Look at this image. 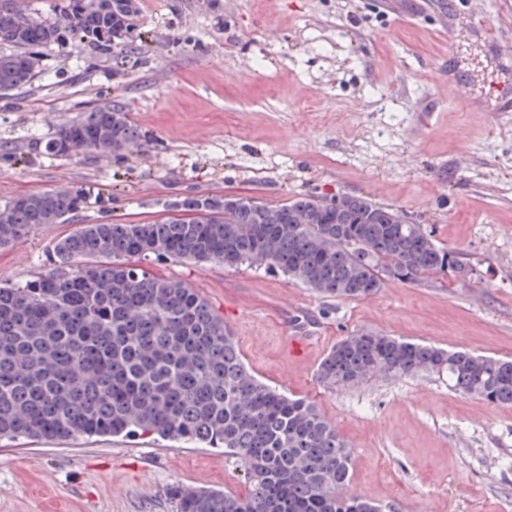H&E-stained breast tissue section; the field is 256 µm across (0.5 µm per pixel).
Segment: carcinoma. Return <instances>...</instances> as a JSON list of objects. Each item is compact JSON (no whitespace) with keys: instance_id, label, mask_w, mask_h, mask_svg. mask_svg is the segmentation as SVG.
Instances as JSON below:
<instances>
[{"instance_id":"cac0c4a2","label":"carcinoma","mask_w":512,"mask_h":512,"mask_svg":"<svg viewBox=\"0 0 512 512\" xmlns=\"http://www.w3.org/2000/svg\"><path fill=\"white\" fill-rule=\"evenodd\" d=\"M62 0L34 15L0 0V92L41 71L40 49L77 40L92 58L141 54L138 0ZM150 144L116 101L90 106L33 150L119 159ZM83 188L28 193L0 205V248L45 224H70ZM247 196L176 195L148 222L81 224L52 246L54 268L0 285V439L60 442L151 435L222 448L242 468L244 497L206 488L170 490L173 512H385L348 492L351 448L316 406L259 380L224 317L186 283L158 278L143 257L265 265L318 295L361 299L392 279L414 284L461 273L452 250L422 224H387L390 208L340 198L334 213L299 197L261 209ZM448 373V386L512 407V359L445 350L377 333L343 337L316 376L346 388L375 377Z\"/></svg>"}]
</instances>
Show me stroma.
<instances>
[{
    "mask_svg": "<svg viewBox=\"0 0 512 512\" xmlns=\"http://www.w3.org/2000/svg\"><path fill=\"white\" fill-rule=\"evenodd\" d=\"M146 52L117 69L80 43L42 48L30 85L0 94V204L82 187L77 222L145 221L176 194L278 205L364 196L425 225L466 276L387 281L355 300L280 272L146 260L223 316L249 367L313 402L353 447L351 489L396 512H512V407L424 372L330 389L320 361L372 332L512 359V112L501 63L512 0H138ZM117 100L152 142L124 161L33 151L86 104ZM476 111H469V104ZM68 224L0 249V284L51 267ZM245 494L223 450L149 436L0 440V512H172L169 490Z\"/></svg>",
    "mask_w": 512,
    "mask_h": 512,
    "instance_id": "1",
    "label": "stroma"
}]
</instances>
